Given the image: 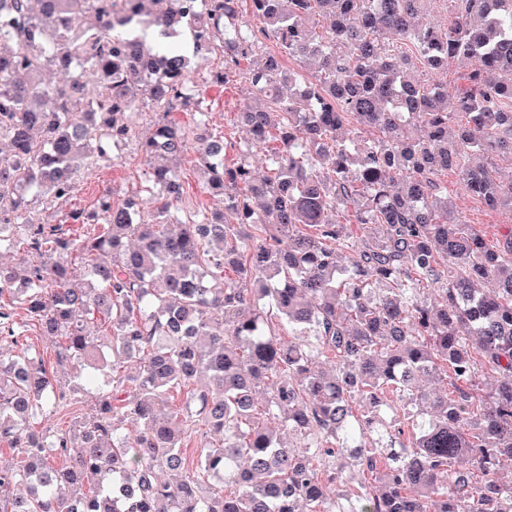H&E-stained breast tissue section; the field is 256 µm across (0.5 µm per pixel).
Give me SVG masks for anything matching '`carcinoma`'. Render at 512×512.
<instances>
[{
  "label": "carcinoma",
  "instance_id": "1",
  "mask_svg": "<svg viewBox=\"0 0 512 512\" xmlns=\"http://www.w3.org/2000/svg\"><path fill=\"white\" fill-rule=\"evenodd\" d=\"M247 2L278 54L239 26V0L196 14L132 0L156 38L187 29L196 56L203 36L224 52L212 82L252 60L254 100L237 112L248 137L229 165L235 145L205 112L193 128L162 113L140 143L152 214L107 192L86 236L31 220L29 195L72 197L77 168L134 138L136 95L158 108L182 96L189 57L113 28L112 0L97 13L0 0V211L17 221L0 253L27 257L0 266V443L21 455L0 461V512H512L497 478L512 467V229L489 247L438 183L452 171L512 213L499 190L512 168L495 163L512 159V0H454L444 29L417 22L437 0ZM284 56L314 62V79ZM417 61L465 68L467 87L451 98L421 83ZM79 67L96 74L99 112L76 107ZM46 68L72 85L42 83ZM191 142L213 204L170 232ZM30 323L62 339L56 362L77 385L23 347ZM443 376L455 392L420 385ZM78 391L93 413L45 426Z\"/></svg>",
  "mask_w": 512,
  "mask_h": 512
}]
</instances>
